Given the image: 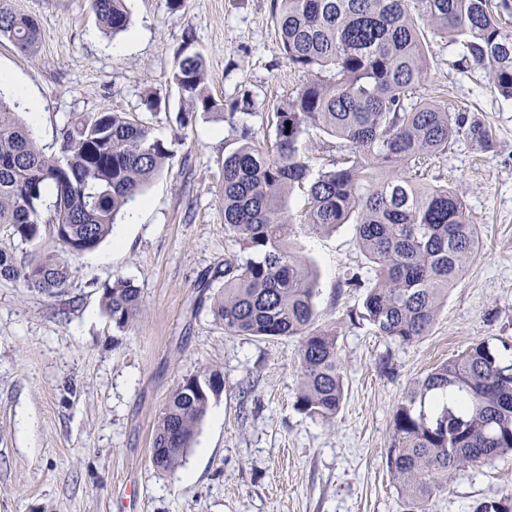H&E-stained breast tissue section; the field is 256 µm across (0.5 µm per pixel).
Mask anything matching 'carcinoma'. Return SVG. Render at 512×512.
I'll use <instances>...</instances> for the list:
<instances>
[{"label": "carcinoma", "mask_w": 512, "mask_h": 512, "mask_svg": "<svg viewBox=\"0 0 512 512\" xmlns=\"http://www.w3.org/2000/svg\"><path fill=\"white\" fill-rule=\"evenodd\" d=\"M107 34L127 29V0H92ZM276 32L289 68L301 80L270 117L275 135L262 140L244 128L241 145L224 158L220 202L224 233L244 257L224 259L203 277L213 283V314L234 336L298 339L295 408L323 422L336 418L345 371L336 329L318 323L314 271L293 250L297 230L328 233L354 221L361 253L372 264L364 282L367 321L401 344L430 332L448 295L476 255L478 225L460 193L420 184L422 168L465 137L484 149L487 127L421 96L428 81L424 28L448 39L458 65L485 70L512 99V0H273ZM0 37L24 54L36 52L38 21L0 0ZM170 82L186 107L180 127L197 114H221L207 91L206 60L186 35ZM19 102L0 92V226L22 244L52 228L68 255L94 249L120 211L140 195L173 155L152 125L130 112L73 116L51 154L37 145ZM338 141L344 153L314 169L302 149L309 130ZM307 189L301 222L286 199ZM73 275L60 256L17 264L0 250V278L56 295ZM114 326H134L141 291L117 277L103 288ZM223 381L209 368L183 378L163 405L150 448L153 465L168 470L191 447L213 394ZM386 466L407 512L427 503L448 472L512 454V339L475 342L420 379L392 420ZM473 512H512V493L478 503Z\"/></svg>", "instance_id": "1"}]
</instances>
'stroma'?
<instances>
[{"label": "stroma", "mask_w": 512, "mask_h": 512, "mask_svg": "<svg viewBox=\"0 0 512 512\" xmlns=\"http://www.w3.org/2000/svg\"><path fill=\"white\" fill-rule=\"evenodd\" d=\"M36 18L33 55L0 41V90L20 95L45 152L71 116L134 112L170 137L183 101L169 74L186 35L206 58L207 88L251 113L201 116L147 186L137 213L121 212L74 275L51 296L0 280V512H404L385 463L391 424L408 389L471 343L512 337V100L486 71L454 67L447 39L428 36L430 79L449 111L485 123L494 146L466 139L436 158L428 180L455 188L480 227V248L428 333L403 345L349 315L371 276L354 225L300 233L297 253L316 272L319 321L335 326L346 371L343 404L325 424L298 412L297 339L230 336L197 286L201 273L239 253L224 232V159L243 126L272 135L274 106L299 78L276 36L273 0H130L128 32H101L89 0H13ZM154 95L157 109L144 100ZM141 290L132 329L112 324L102 288L115 277ZM210 367L212 398L181 463L162 471L150 448L177 383ZM512 493V456L449 473L428 512H472Z\"/></svg>", "instance_id": "obj_1"}]
</instances>
